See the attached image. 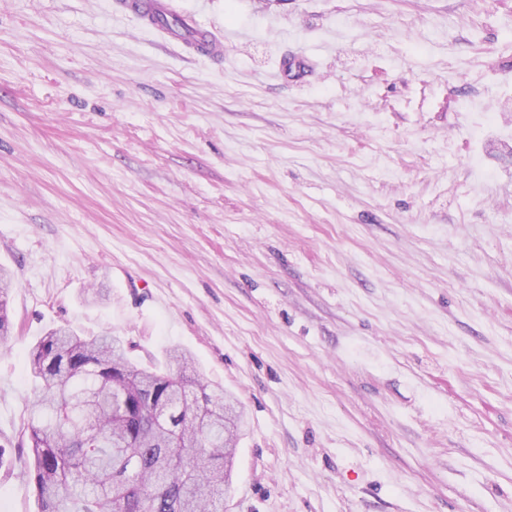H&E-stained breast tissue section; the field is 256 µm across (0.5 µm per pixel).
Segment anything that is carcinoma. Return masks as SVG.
<instances>
[{"instance_id": "cac0c4a2", "label": "carcinoma", "mask_w": 512, "mask_h": 512, "mask_svg": "<svg viewBox=\"0 0 512 512\" xmlns=\"http://www.w3.org/2000/svg\"><path fill=\"white\" fill-rule=\"evenodd\" d=\"M11 278L0 267V336L8 335ZM161 371L135 362L117 336L49 330L33 346L35 387L16 459L38 512H224L243 411L166 352Z\"/></svg>"}]
</instances>
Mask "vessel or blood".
Instances as JSON below:
<instances>
[{"label": "vessel or blood", "instance_id": "vessel-or-blood-1", "mask_svg": "<svg viewBox=\"0 0 512 512\" xmlns=\"http://www.w3.org/2000/svg\"><path fill=\"white\" fill-rule=\"evenodd\" d=\"M177 0H113L115 15L134 19L141 28L152 31L159 38L180 42L185 51L208 60L220 59L224 51V33L199 25L195 15L180 14ZM180 16L182 25L166 27L165 18Z\"/></svg>", "mask_w": 512, "mask_h": 512}]
</instances>
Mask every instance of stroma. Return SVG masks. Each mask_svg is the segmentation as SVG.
Returning <instances> with one entry per match:
<instances>
[{"label": "stroma", "instance_id": "1", "mask_svg": "<svg viewBox=\"0 0 512 512\" xmlns=\"http://www.w3.org/2000/svg\"><path fill=\"white\" fill-rule=\"evenodd\" d=\"M179 3L0 0V512L67 324L239 402L224 512H512V0ZM137 1V2H134ZM177 0H114L111 8L116 16L130 17L141 28L152 31L159 38L168 41H179L185 51L198 58L218 60L224 53V40L228 35L212 28L207 29L199 25L194 14L180 13L176 5ZM178 16L182 25L179 29L166 27L163 18ZM191 34V36H188ZM204 38L200 46L194 38ZM11 278L9 273L0 267V336H7L11 328L9 316Z\"/></svg>", "mask_w": 512, "mask_h": 512}]
</instances>
